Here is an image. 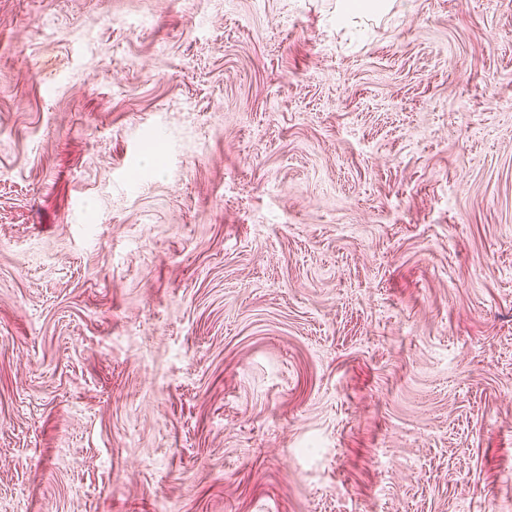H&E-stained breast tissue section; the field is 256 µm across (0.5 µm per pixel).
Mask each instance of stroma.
<instances>
[{
  "mask_svg": "<svg viewBox=\"0 0 512 512\" xmlns=\"http://www.w3.org/2000/svg\"><path fill=\"white\" fill-rule=\"evenodd\" d=\"M0 0V512H512V0ZM336 14V25L346 24L357 15L383 14L390 10L388 0H345Z\"/></svg>",
  "mask_w": 512,
  "mask_h": 512,
  "instance_id": "35a3bbf8",
  "label": "stroma"
}]
</instances>
